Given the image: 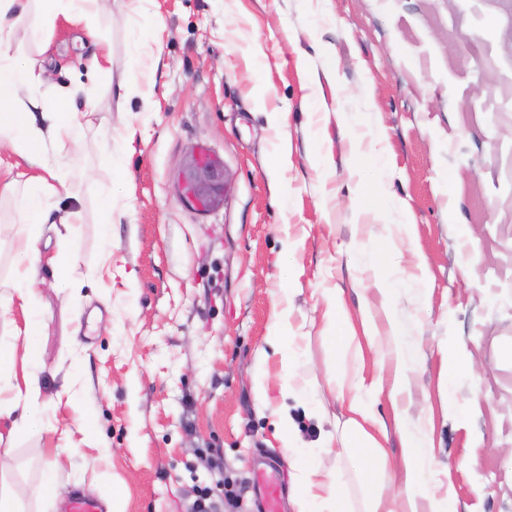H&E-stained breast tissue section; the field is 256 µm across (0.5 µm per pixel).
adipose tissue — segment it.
I'll list each match as a JSON object with an SVG mask.
<instances>
[{"label": "adipose tissue", "instance_id": "ef3b65f1", "mask_svg": "<svg viewBox=\"0 0 512 512\" xmlns=\"http://www.w3.org/2000/svg\"><path fill=\"white\" fill-rule=\"evenodd\" d=\"M107 0H0V147H8L23 159L31 175L25 182L11 178L0 181V198H10L20 228L10 242L15 254L12 265L10 297L0 299V308L20 299L30 305L35 299L34 264L40 259L37 243L42 224L56 220L65 232H74L82 220V210L70 191L63 168L70 155L71 144L81 140L85 128L81 114L96 110V86H81L68 99L48 104L41 92L44 71L27 55L17 30L30 14H38V25L29 37L39 41L44 28L57 18L76 20L85 26L88 36L97 34V16ZM13 346L0 344V418L12 421L13 432L29 430L37 412L38 380L35 374L23 375L22 384L11 383ZM338 398L345 411L341 434H326L325 450L343 452L366 451L376 459V467L361 472L363 512H457L453 497L431 500L422 505L419 468L412 451H405L401 468L404 479L398 491H390L382 475L390 468V460L380 439L368 431L372 415L366 402L353 393L351 384L338 382ZM299 494L298 512H348L344 499L337 497L335 485L316 467L299 470L295 476Z\"/></svg>", "mask_w": 512, "mask_h": 512}]
</instances>
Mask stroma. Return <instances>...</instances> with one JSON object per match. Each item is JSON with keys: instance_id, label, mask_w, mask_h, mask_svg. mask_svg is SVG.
I'll return each instance as SVG.
<instances>
[{"instance_id": "35a3bbf8", "label": "stroma", "mask_w": 512, "mask_h": 512, "mask_svg": "<svg viewBox=\"0 0 512 512\" xmlns=\"http://www.w3.org/2000/svg\"><path fill=\"white\" fill-rule=\"evenodd\" d=\"M98 27L112 80L74 150L84 220L68 245L86 286L77 302L55 288L44 228L34 337L14 354L16 371L40 375L7 477L26 512H59L75 493L103 512H191L205 485L223 512H263L267 461L281 512L310 464L342 473L339 493L359 502L370 460L318 449L317 422L283 395L268 340L284 306L304 350L294 381L331 416L343 375L390 426L397 332L412 411L390 458L412 440L430 494L512 512V0H112ZM99 47L60 19L27 50L57 65L62 89ZM121 79L140 96L118 98ZM127 123L118 174L99 156ZM201 152L228 180L206 210L179 192ZM106 191L125 210L108 239ZM331 288L363 357L326 340ZM462 350L476 372L451 365Z\"/></svg>"}]
</instances>
